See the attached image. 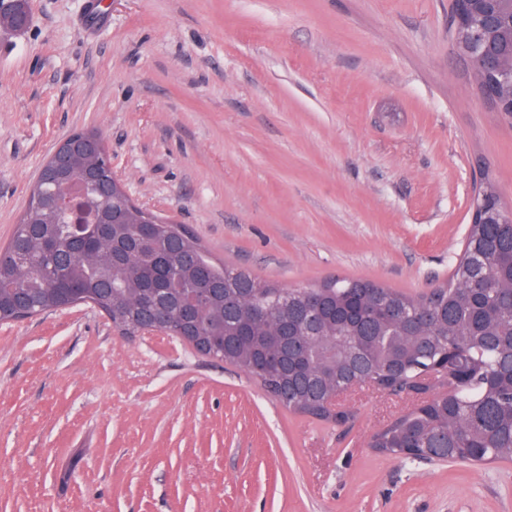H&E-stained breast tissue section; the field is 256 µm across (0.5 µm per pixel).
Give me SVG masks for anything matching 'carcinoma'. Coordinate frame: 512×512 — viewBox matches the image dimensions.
<instances>
[{
    "instance_id": "obj_1",
    "label": "carcinoma",
    "mask_w": 512,
    "mask_h": 512,
    "mask_svg": "<svg viewBox=\"0 0 512 512\" xmlns=\"http://www.w3.org/2000/svg\"><path fill=\"white\" fill-rule=\"evenodd\" d=\"M67 178L68 169L54 162L45 167L43 190L32 194L12 238L0 249L1 285L16 286L24 304L43 313L74 303L51 283L54 257L39 247L47 242L58 252L73 251L68 277L81 286L83 298L118 324H130L133 305L167 289L177 332L183 323L174 287L201 279L209 297L193 331L233 339L224 364L255 378L261 369L273 368L281 376L280 403L294 414L331 424L351 418L315 384L288 387V357L276 356L283 344L276 327L287 318L304 323L300 289L215 262L184 226L128 205L120 189L104 194L96 182L86 188L87 197L106 216L116 212L125 223L110 228L97 256L89 258L72 242L92 225L81 229L54 212ZM140 224L153 225L154 235L136 243L132 237ZM312 288L318 296L313 334L295 337L290 352L309 364L313 376H327L339 387L364 371L385 386L415 388L424 382L453 388L451 399L436 396L385 425L372 436L373 448L421 460L447 450L468 459L477 446L483 464L512 460V227L483 224L479 218L468 224L450 280L423 294L350 278L324 280ZM290 299L298 307L285 318L282 310ZM341 336L361 352L360 363L350 362L338 348ZM441 360L448 362V381L422 379L424 370Z\"/></svg>"
}]
</instances>
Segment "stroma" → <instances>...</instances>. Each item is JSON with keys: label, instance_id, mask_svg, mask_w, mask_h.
Here are the masks:
<instances>
[{"label": "stroma", "instance_id": "stroma-1", "mask_svg": "<svg viewBox=\"0 0 512 512\" xmlns=\"http://www.w3.org/2000/svg\"><path fill=\"white\" fill-rule=\"evenodd\" d=\"M0 31V247L56 143L98 130L132 199L287 287L449 280L486 169L512 206V116L480 95L451 0H30ZM353 418L95 308L0 325V512H512V461L417 463Z\"/></svg>", "mask_w": 512, "mask_h": 512}]
</instances>
